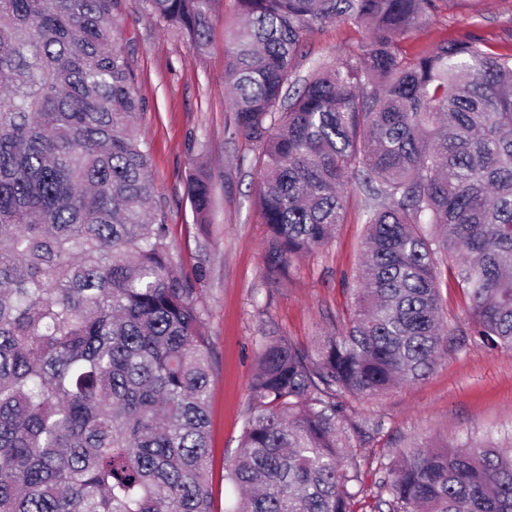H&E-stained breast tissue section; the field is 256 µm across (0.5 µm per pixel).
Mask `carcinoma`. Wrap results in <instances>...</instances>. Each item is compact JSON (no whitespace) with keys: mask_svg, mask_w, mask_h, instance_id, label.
Returning <instances> with one entry per match:
<instances>
[{"mask_svg":"<svg viewBox=\"0 0 512 512\" xmlns=\"http://www.w3.org/2000/svg\"><path fill=\"white\" fill-rule=\"evenodd\" d=\"M121 0H0V512H212L211 352L134 127ZM445 0H237L224 81L263 148L264 264L328 244L347 189L372 201L346 328L263 337L229 512H354L348 396L422 379L447 353L441 285L469 335L512 349V55L475 35L408 61ZM195 51L212 0H145ZM367 31L297 73L303 32ZM208 224L213 179L185 182ZM374 512H512V454L466 439L381 463ZM441 294L448 312V322L459 326L460 329L468 328L469 316L467 312L466 298L462 291L455 288L454 284H442Z\"/></svg>","mask_w":512,"mask_h":512,"instance_id":"obj_1","label":"carcinoma"}]
</instances>
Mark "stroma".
<instances>
[{
	"instance_id": "35a3bbf8",
	"label": "stroma",
	"mask_w": 512,
	"mask_h": 512,
	"mask_svg": "<svg viewBox=\"0 0 512 512\" xmlns=\"http://www.w3.org/2000/svg\"><path fill=\"white\" fill-rule=\"evenodd\" d=\"M237 20L235 0H217L209 47L199 53L179 30L164 28L144 0H122L116 34L138 76L137 124L150 152L170 240L183 271L197 276V298L206 312L214 512H228L236 499L224 472L239 449L263 333L274 329L310 347L348 322L347 289L362 257L366 204L364 192L350 188L335 238L282 272H266V228L257 206L262 150L236 132L224 83L225 47ZM468 34L480 36L496 53H512V0H446L441 12L399 45L411 57L441 39ZM363 35L361 28L342 22L306 32L300 72L334 64L356 50ZM200 163L214 181V207L204 229L184 191L189 171ZM351 407L365 428L352 443L369 488L379 477L381 461L399 448L470 436L512 441V350L474 341L450 345L424 379L352 399Z\"/></svg>"
}]
</instances>
